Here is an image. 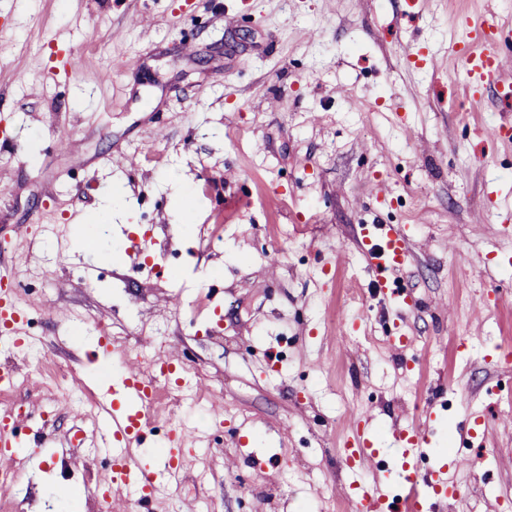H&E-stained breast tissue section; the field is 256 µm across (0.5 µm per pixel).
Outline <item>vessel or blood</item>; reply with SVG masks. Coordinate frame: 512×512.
<instances>
[{
    "label": "vessel or blood",
    "instance_id": "vessel-or-blood-1",
    "mask_svg": "<svg viewBox=\"0 0 512 512\" xmlns=\"http://www.w3.org/2000/svg\"><path fill=\"white\" fill-rule=\"evenodd\" d=\"M464 36L454 45L455 55L466 73L471 86L493 84L501 88L504 96H512V79L503 73L504 58L512 50V24L499 21L496 16L468 17L462 22ZM381 243L365 241L364 250L374 271L396 270L409 259L406 237L400 226L384 224L380 227ZM0 328L15 336L25 334V322L9 289H0ZM170 363L159 358L154 368H146L137 358L122 359V381L119 396L138 405L136 415L113 414L111 422L96 423L92 427H77L74 433L79 444L106 454L112 461L109 470L111 483L139 493L154 488L156 483L175 480L179 474V461L183 453L178 442H170L164 450L161 469L143 468L133 463L125 450L142 444L146 418L150 413L159 379ZM16 422L10 413L0 414V473L17 472L25 454L18 448ZM344 458L348 467L369 463L374 457L371 442L363 426H356L344 442ZM409 482L424 488L425 498L441 503L459 497L460 489L450 483L446 472L431 476L408 474ZM386 497L375 486L362 488L355 502L357 512H382Z\"/></svg>",
    "mask_w": 512,
    "mask_h": 512
}]
</instances>
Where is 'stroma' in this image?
<instances>
[{"mask_svg":"<svg viewBox=\"0 0 512 512\" xmlns=\"http://www.w3.org/2000/svg\"><path fill=\"white\" fill-rule=\"evenodd\" d=\"M487 13L512 18V0H0V123L18 144L0 150V268L29 273L44 300L30 335L99 398L122 354L189 366L181 401L156 405L183 432L177 481L143 503L113 490L107 506L108 456L72 443L47 373L16 362L25 382L0 412L23 407V431L48 445L0 503L354 512L377 482L398 512L408 464L451 469L461 494L445 512H512V230L496 222L512 215V141L492 135L512 100L491 89L471 106L450 50L459 20ZM118 186L113 254L73 248ZM371 224L403 226L410 252L382 286L362 251ZM212 232L224 248L207 256ZM169 242L180 272L144 271ZM97 322L112 355L93 362ZM358 415L377 457L352 470ZM407 427L424 453L404 457L393 432ZM461 457L471 468L452 469Z\"/></svg>","mask_w":512,"mask_h":512,"instance_id":"35a3bbf8","label":"stroma"}]
</instances>
